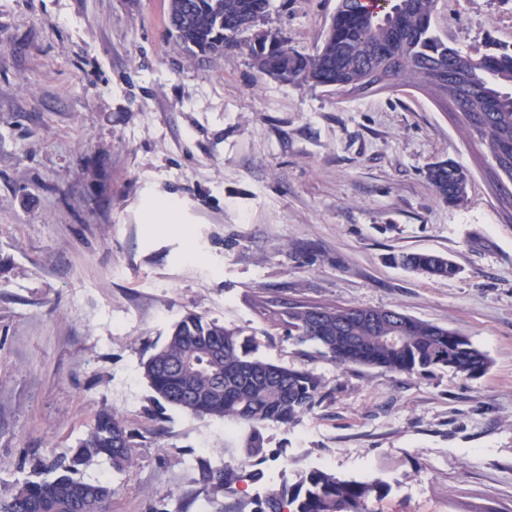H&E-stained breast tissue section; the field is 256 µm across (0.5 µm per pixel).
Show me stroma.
<instances>
[{
	"instance_id": "stroma-1",
	"label": "stroma",
	"mask_w": 512,
	"mask_h": 512,
	"mask_svg": "<svg viewBox=\"0 0 512 512\" xmlns=\"http://www.w3.org/2000/svg\"><path fill=\"white\" fill-rule=\"evenodd\" d=\"M338 0H272L269 27L303 54ZM167 0H0V493L27 457L69 447L112 409L139 434L111 512L169 494L199 512L187 459L237 455L247 429L158 406L142 362L195 312L254 354L309 366L330 393L265 423L261 486L303 473L385 486L372 512H512V216L480 148L430 95H339L261 74L247 53L187 58ZM434 29L464 52L512 45V0H440ZM472 174L460 207L425 166ZM173 206L177 225L153 224ZM448 256L455 277L394 265ZM399 308L459 331L490 365L407 376L322 358L261 303Z\"/></svg>"
}]
</instances>
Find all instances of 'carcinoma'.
I'll return each mask as SVG.
<instances>
[{
  "label": "carcinoma",
  "instance_id": "obj_1",
  "mask_svg": "<svg viewBox=\"0 0 512 512\" xmlns=\"http://www.w3.org/2000/svg\"><path fill=\"white\" fill-rule=\"evenodd\" d=\"M168 29L178 45L197 56L248 51L261 73L283 83L321 86L341 94L374 90L373 72L390 73L391 89H423L452 105V117L467 131L469 143L486 150L484 161L504 178L496 183L502 205L512 209V47L489 44L485 51L464 53L433 30L439 0H339L322 43L312 54L288 47L271 28L243 39L266 22L271 0H168ZM467 168L453 158L426 166L425 178L436 197L450 207L465 203ZM404 267L429 278H451L457 266L433 253L394 257ZM273 327L288 338L313 343L319 354L339 365L357 364L413 375L447 368L469 378L481 376L488 357L456 330L415 319L398 309L286 303L262 307ZM241 330L188 313L166 343L142 363L152 400L199 418L229 419L249 433L242 456L214 467L199 463L200 481L209 490L210 512H224L220 497L233 484L257 479L249 461L264 453L260 428L268 421L291 423L311 413L328 392L314 370L274 365L240 342ZM137 434L103 408L88 432L68 448L34 454L31 474L0 496V512H108L115 493L108 475L90 479L86 470L106 466L123 473L132 466ZM380 486L343 480L329 470H311L296 491L273 492L263 502L238 501L232 512H370Z\"/></svg>",
  "mask_w": 512,
  "mask_h": 512
}]
</instances>
